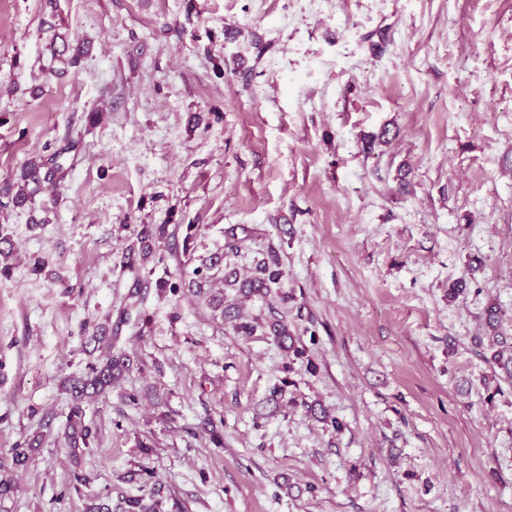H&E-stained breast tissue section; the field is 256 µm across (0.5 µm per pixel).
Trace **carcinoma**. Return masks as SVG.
I'll use <instances>...</instances> for the list:
<instances>
[{
    "instance_id": "carcinoma-1",
    "label": "carcinoma",
    "mask_w": 512,
    "mask_h": 512,
    "mask_svg": "<svg viewBox=\"0 0 512 512\" xmlns=\"http://www.w3.org/2000/svg\"><path fill=\"white\" fill-rule=\"evenodd\" d=\"M28 174L24 184L19 186L18 198L22 201L33 196L37 185L41 183V170L45 163L37 158L27 162ZM256 275L243 284L242 291L247 295L267 296L272 292L273 285L283 276L279 268L278 258L273 253L255 264ZM94 349L99 351L97 359L87 363L85 371L66 380V390L72 398V405L67 415L64 435L71 448L89 447L95 433L85 424L83 400L92 395L104 393L112 384L119 380L130 369V358L124 353L112 352V337L94 335L89 338ZM39 440L18 442L13 447L0 452V470L12 466L24 467L31 459L32 452L37 448Z\"/></svg>"
}]
</instances>
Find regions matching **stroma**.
I'll use <instances>...</instances> for the list:
<instances>
[{
  "instance_id": "1",
  "label": "stroma",
  "mask_w": 512,
  "mask_h": 512,
  "mask_svg": "<svg viewBox=\"0 0 512 512\" xmlns=\"http://www.w3.org/2000/svg\"><path fill=\"white\" fill-rule=\"evenodd\" d=\"M0 229V450L43 437L0 512H512V0H0ZM204 263L255 332L168 291ZM28 174L24 178V184L19 186L18 198L21 201L26 200L28 197H33L36 191H38L39 184L41 183V170L45 168V163L37 158H32L27 162ZM30 183L34 184L35 187L29 189ZM274 252H269L267 257L256 261V275L247 280L241 288V292L249 295L267 296L272 292L274 284H277L283 276L279 268L278 258ZM93 342L94 350L100 352L97 359L87 363L85 371L80 376L68 378L66 390L72 398V405L67 415L64 435L74 452L80 447L89 445L95 437L92 428L85 424V410L83 400L92 395L104 393L112 384L119 380L130 369V358L125 353L112 352V338L101 333L89 338Z\"/></svg>"
}]
</instances>
